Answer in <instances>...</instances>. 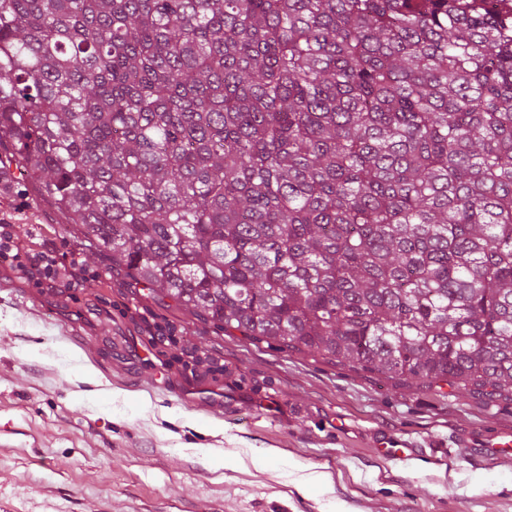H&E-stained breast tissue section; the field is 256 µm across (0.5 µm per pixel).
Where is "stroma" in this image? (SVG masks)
<instances>
[{"instance_id": "stroma-1", "label": "stroma", "mask_w": 512, "mask_h": 512, "mask_svg": "<svg viewBox=\"0 0 512 512\" xmlns=\"http://www.w3.org/2000/svg\"><path fill=\"white\" fill-rule=\"evenodd\" d=\"M0 185L21 235L98 274L0 272V512H512V402L218 331L85 254L34 182ZM132 308L223 373L184 369Z\"/></svg>"}]
</instances>
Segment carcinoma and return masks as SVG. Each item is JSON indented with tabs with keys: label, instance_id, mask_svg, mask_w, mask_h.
I'll list each match as a JSON object with an SVG mask.
<instances>
[{
	"label": "carcinoma",
	"instance_id": "obj_1",
	"mask_svg": "<svg viewBox=\"0 0 512 512\" xmlns=\"http://www.w3.org/2000/svg\"><path fill=\"white\" fill-rule=\"evenodd\" d=\"M82 249L227 333L512 397V16L0 0V143Z\"/></svg>",
	"mask_w": 512,
	"mask_h": 512
}]
</instances>
